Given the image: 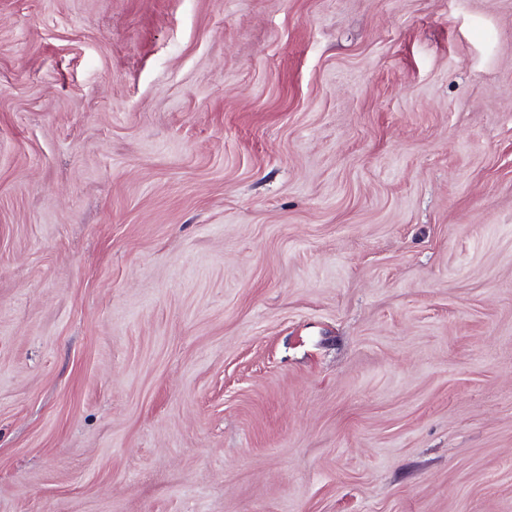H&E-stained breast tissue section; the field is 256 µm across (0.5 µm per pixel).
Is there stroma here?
<instances>
[{"mask_svg": "<svg viewBox=\"0 0 512 512\" xmlns=\"http://www.w3.org/2000/svg\"><path fill=\"white\" fill-rule=\"evenodd\" d=\"M0 512H512V0H0Z\"/></svg>", "mask_w": 512, "mask_h": 512, "instance_id": "obj_1", "label": "stroma"}]
</instances>
